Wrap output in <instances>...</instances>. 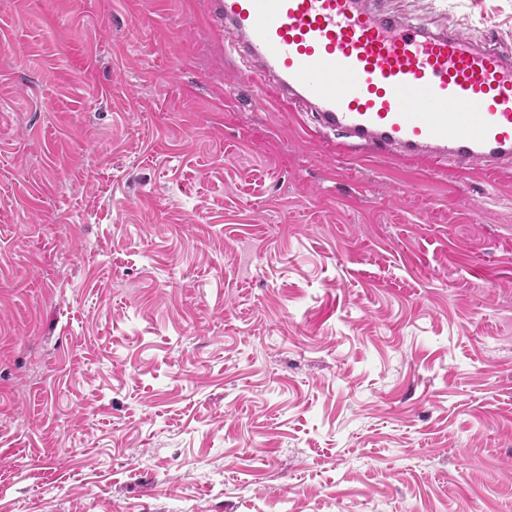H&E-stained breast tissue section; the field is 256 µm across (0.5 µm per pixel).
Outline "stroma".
<instances>
[{
  "label": "stroma",
  "instance_id": "stroma-1",
  "mask_svg": "<svg viewBox=\"0 0 512 512\" xmlns=\"http://www.w3.org/2000/svg\"><path fill=\"white\" fill-rule=\"evenodd\" d=\"M204 9L0 0V512H512V162L355 158Z\"/></svg>",
  "mask_w": 512,
  "mask_h": 512
}]
</instances>
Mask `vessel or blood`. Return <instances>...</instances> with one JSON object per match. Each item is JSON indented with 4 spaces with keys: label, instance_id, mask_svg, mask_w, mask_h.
I'll return each instance as SVG.
<instances>
[{
    "label": "vessel or blood",
    "instance_id": "obj_1",
    "mask_svg": "<svg viewBox=\"0 0 512 512\" xmlns=\"http://www.w3.org/2000/svg\"><path fill=\"white\" fill-rule=\"evenodd\" d=\"M252 83L372 155L488 172L512 159V51L386 14L375 0H209Z\"/></svg>",
    "mask_w": 512,
    "mask_h": 512
}]
</instances>
